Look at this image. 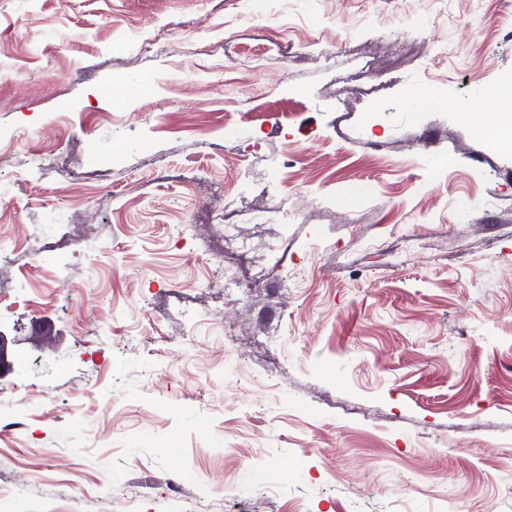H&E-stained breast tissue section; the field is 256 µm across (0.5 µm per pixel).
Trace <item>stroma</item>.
Wrapping results in <instances>:
<instances>
[{"label":"stroma","instance_id":"1","mask_svg":"<svg viewBox=\"0 0 512 512\" xmlns=\"http://www.w3.org/2000/svg\"><path fill=\"white\" fill-rule=\"evenodd\" d=\"M510 75L512 0H0V235L45 227L0 258L18 502L512 512V151L471 96ZM228 232L276 301H212Z\"/></svg>","mask_w":512,"mask_h":512}]
</instances>
